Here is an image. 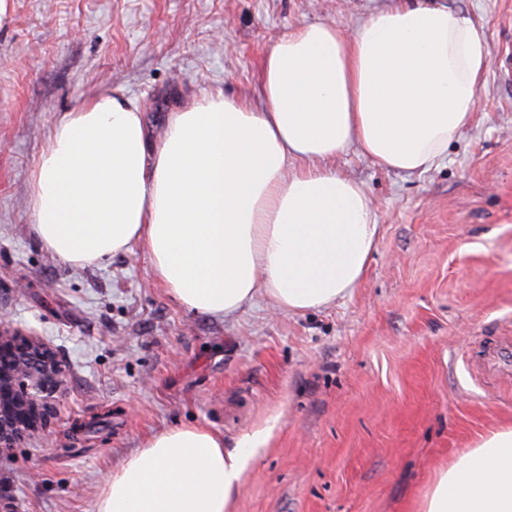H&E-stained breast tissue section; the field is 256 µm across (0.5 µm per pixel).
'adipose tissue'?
Wrapping results in <instances>:
<instances>
[{
	"instance_id": "adipose-tissue-1",
	"label": "adipose tissue",
	"mask_w": 512,
	"mask_h": 512,
	"mask_svg": "<svg viewBox=\"0 0 512 512\" xmlns=\"http://www.w3.org/2000/svg\"><path fill=\"white\" fill-rule=\"evenodd\" d=\"M489 68L482 28L444 0H401L353 36L315 22L265 57L260 104L215 91L170 113L148 146L117 88L54 125L33 172V231L73 263L139 246L187 309L228 317L268 296L287 312L330 306L363 280L378 242L371 201L335 163L357 146L411 175L439 165L474 120ZM255 438L176 426L107 480L96 512H230ZM422 512H512V427L442 469Z\"/></svg>"
}]
</instances>
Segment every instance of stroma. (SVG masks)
Returning a JSON list of instances; mask_svg holds the SVG:
<instances>
[{
	"instance_id": "35a3bbf8",
	"label": "stroma",
	"mask_w": 512,
	"mask_h": 512,
	"mask_svg": "<svg viewBox=\"0 0 512 512\" xmlns=\"http://www.w3.org/2000/svg\"><path fill=\"white\" fill-rule=\"evenodd\" d=\"M395 0H6L0 19V323L41 337L63 383L0 455L9 512H96L107 478L167 429L262 443L231 512H421L439 471L512 426V375L481 351L512 336V0H447L482 25L474 122L422 173L350 147L336 169L372 201L360 285L304 313L266 296L229 317L178 304L139 248L73 265L35 239L32 173L63 113L123 88L150 141L216 90L257 100L296 27L355 32Z\"/></svg>"
}]
</instances>
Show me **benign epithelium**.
Here are the masks:
<instances>
[{"instance_id":"1","label":"benign epithelium","mask_w":512,"mask_h":512,"mask_svg":"<svg viewBox=\"0 0 512 512\" xmlns=\"http://www.w3.org/2000/svg\"><path fill=\"white\" fill-rule=\"evenodd\" d=\"M21 346L17 363L0 369V453L15 447L33 424L13 420L25 405L46 410L61 385L62 365L55 351L37 338L22 339L0 325V345Z\"/></svg>"}]
</instances>
